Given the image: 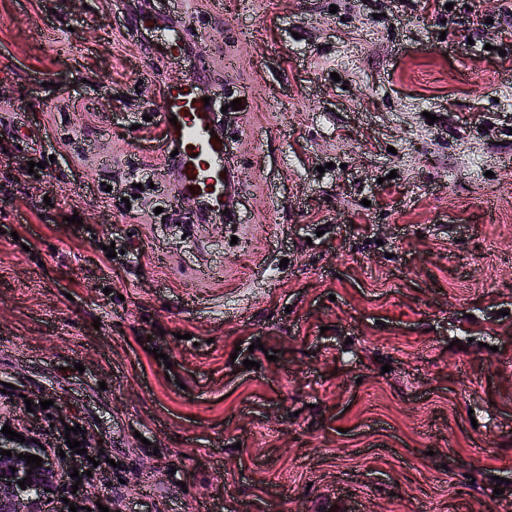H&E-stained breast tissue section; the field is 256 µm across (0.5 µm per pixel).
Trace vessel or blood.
I'll return each instance as SVG.
<instances>
[{
    "instance_id": "vessel-or-blood-1",
    "label": "vessel or blood",
    "mask_w": 512,
    "mask_h": 512,
    "mask_svg": "<svg viewBox=\"0 0 512 512\" xmlns=\"http://www.w3.org/2000/svg\"><path fill=\"white\" fill-rule=\"evenodd\" d=\"M199 80L189 76L169 83L161 101V120L169 124L172 146L177 149V194L194 196L210 203L214 218L235 222L237 170L222 133L210 132L214 123L212 106L203 103Z\"/></svg>"
}]
</instances>
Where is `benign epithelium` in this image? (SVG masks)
Instances as JSON below:
<instances>
[{
  "label": "benign epithelium",
  "instance_id": "1",
  "mask_svg": "<svg viewBox=\"0 0 512 512\" xmlns=\"http://www.w3.org/2000/svg\"><path fill=\"white\" fill-rule=\"evenodd\" d=\"M9 450L12 456L0 454V512H53L55 491L62 481V473L56 467L48 448H37L31 444L20 446L8 445L4 442V434L0 433V451ZM33 454L43 459L42 466L34 469L19 454ZM16 471H11V468ZM32 474H27V470ZM32 480V484L21 489L18 481L23 478Z\"/></svg>",
  "mask_w": 512,
  "mask_h": 512
}]
</instances>
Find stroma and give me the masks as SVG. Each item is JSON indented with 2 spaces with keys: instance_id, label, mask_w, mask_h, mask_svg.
Segmentation results:
<instances>
[{
  "instance_id": "stroma-1",
  "label": "stroma",
  "mask_w": 512,
  "mask_h": 512,
  "mask_svg": "<svg viewBox=\"0 0 512 512\" xmlns=\"http://www.w3.org/2000/svg\"><path fill=\"white\" fill-rule=\"evenodd\" d=\"M452 3L181 0L170 51L0 0V427L85 430L57 512H512V12ZM194 74L235 224L145 139Z\"/></svg>"
}]
</instances>
